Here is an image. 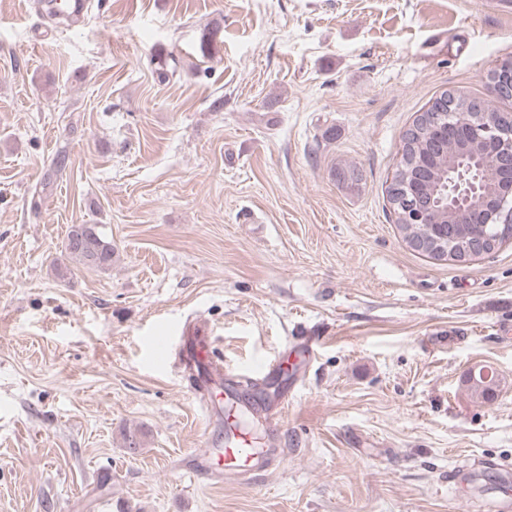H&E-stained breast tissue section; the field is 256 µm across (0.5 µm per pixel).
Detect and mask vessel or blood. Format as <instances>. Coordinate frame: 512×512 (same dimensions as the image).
<instances>
[{
    "instance_id": "b4317fda",
    "label": "vessel or blood",
    "mask_w": 512,
    "mask_h": 512,
    "mask_svg": "<svg viewBox=\"0 0 512 512\" xmlns=\"http://www.w3.org/2000/svg\"><path fill=\"white\" fill-rule=\"evenodd\" d=\"M188 335L190 341L180 361L197 385L204 388L211 386L215 379L224 381L223 391L210 394L206 403L208 412L221 415L223 433L217 447L207 449L197 459L196 470L212 479L249 482L257 474L268 471L281 455L279 433L288 401L273 395L244 401L235 376L216 362L214 342L208 330L196 325ZM244 414L260 423L261 432L240 425L239 418Z\"/></svg>"
}]
</instances>
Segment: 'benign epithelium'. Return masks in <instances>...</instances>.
Segmentation results:
<instances>
[{
	"label": "benign epithelium",
	"mask_w": 512,
	"mask_h": 512,
	"mask_svg": "<svg viewBox=\"0 0 512 512\" xmlns=\"http://www.w3.org/2000/svg\"><path fill=\"white\" fill-rule=\"evenodd\" d=\"M483 102L469 99L463 111L471 120L450 122L457 111L456 95L445 94L438 111L428 112L406 131L410 140L421 134L427 157L392 189L394 213L413 223L430 225L429 239L411 242L422 254L448 238L450 224L512 223V112L493 119ZM486 236L475 237L459 262L485 254Z\"/></svg>",
	"instance_id": "benign-epithelium-1"
}]
</instances>
